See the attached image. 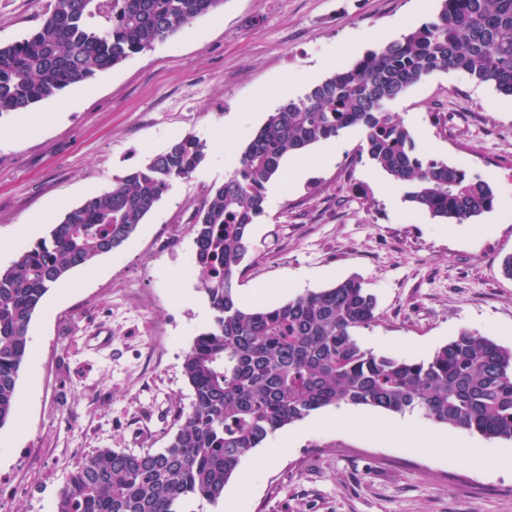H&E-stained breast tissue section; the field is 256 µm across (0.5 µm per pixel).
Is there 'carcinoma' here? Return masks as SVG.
Returning <instances> with one entry per match:
<instances>
[{
	"label": "carcinoma",
	"instance_id": "obj_1",
	"mask_svg": "<svg viewBox=\"0 0 512 512\" xmlns=\"http://www.w3.org/2000/svg\"><path fill=\"white\" fill-rule=\"evenodd\" d=\"M223 0H54L30 35L0 45V114L25 112L88 82ZM456 70L512 97V0H439L423 25L333 71L281 103L240 151L224 184L195 215L198 289L213 323L183 361L193 392L169 444L139 453L97 448L61 490L55 512H182L217 504L243 458L268 436L342 405L404 414L512 441V347L464 329L426 360L375 353L354 330L376 321V299L350 278L264 308L237 298L249 228L281 162L358 126L359 154L409 187L416 209L462 224L493 208L490 183L416 152L391 104L438 71ZM195 136L176 138L112 187L67 209L48 236L0 269V427L19 408L28 328L50 288L126 242L173 181L205 158Z\"/></svg>",
	"mask_w": 512,
	"mask_h": 512
}]
</instances>
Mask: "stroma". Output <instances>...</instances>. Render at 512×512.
Here are the masks:
<instances>
[{
    "instance_id": "stroma-1",
    "label": "stroma",
    "mask_w": 512,
    "mask_h": 512,
    "mask_svg": "<svg viewBox=\"0 0 512 512\" xmlns=\"http://www.w3.org/2000/svg\"><path fill=\"white\" fill-rule=\"evenodd\" d=\"M53 0H0V45L34 31ZM437 0H224L174 36L98 73L28 116L0 117V268L48 233L64 209L111 187L176 138L212 142L187 179L174 181L132 236L46 294L28 329L30 355L17 388L20 413L0 427V512H54L85 454L167 446L192 389L186 352L212 322L185 270L193 224L238 151L278 104L379 43L428 21ZM417 150L488 181L492 210L462 224L431 218L360 157V127L339 134L341 152L306 159L302 182L282 172L265 185L237 285L262 307L356 278L377 298L379 318L358 329L364 348L414 360L469 329L512 347V98L459 71L413 85L392 107ZM332 409L277 431L294 442L260 464L245 458L224 500L194 512H512V471L474 470L460 447L512 452L412 413ZM447 447H437L438 439ZM249 486H242V476Z\"/></svg>"
}]
</instances>
